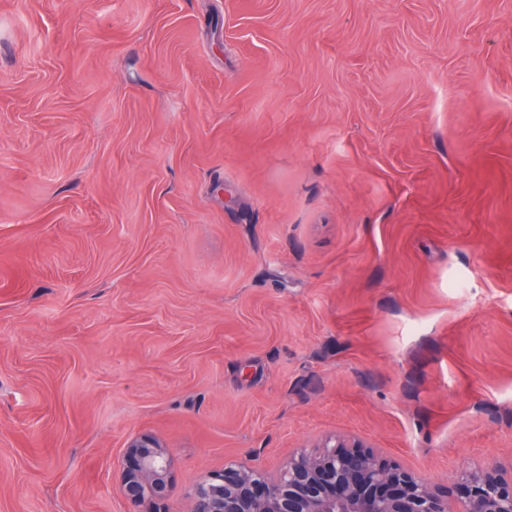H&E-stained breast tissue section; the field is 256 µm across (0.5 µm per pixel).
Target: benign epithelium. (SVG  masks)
Segmentation results:
<instances>
[{
  "label": "benign epithelium",
  "instance_id": "7a95c632",
  "mask_svg": "<svg viewBox=\"0 0 512 512\" xmlns=\"http://www.w3.org/2000/svg\"><path fill=\"white\" fill-rule=\"evenodd\" d=\"M122 492L152 512L169 497L172 457L152 434L127 442ZM457 512H512V465L464 468L455 479ZM192 512H449L423 477L359 438L333 435L292 453L277 471L235 461L192 492Z\"/></svg>",
  "mask_w": 512,
  "mask_h": 512
}]
</instances>
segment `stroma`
<instances>
[{
    "label": "stroma",
    "instance_id": "obj_1",
    "mask_svg": "<svg viewBox=\"0 0 512 512\" xmlns=\"http://www.w3.org/2000/svg\"><path fill=\"white\" fill-rule=\"evenodd\" d=\"M142 433L512 461V0H0V512Z\"/></svg>",
    "mask_w": 512,
    "mask_h": 512
}]
</instances>
